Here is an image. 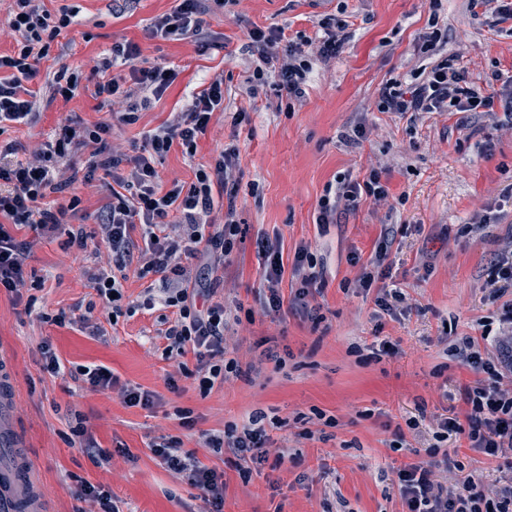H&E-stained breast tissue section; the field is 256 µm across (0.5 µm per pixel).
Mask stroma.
<instances>
[{"label": "stroma", "instance_id": "stroma-1", "mask_svg": "<svg viewBox=\"0 0 512 512\" xmlns=\"http://www.w3.org/2000/svg\"><path fill=\"white\" fill-rule=\"evenodd\" d=\"M49 11L77 8L78 23L52 42L32 84L40 108L28 123H5L0 142L13 143L19 159L47 143L67 118L88 124L112 123L109 108L90 93L71 101L51 99L49 82L59 66L89 71L113 41L136 43L143 57L170 65L176 81L143 111L137 123L114 125L112 147L131 152L145 135L186 111L194 94L215 77L224 80V110L215 114L198 140L195 159L173 146L156 168L163 186L191 183L197 164L211 162L235 145L237 217L243 235L224 266L219 295L239 320L224 335L227 358L252 365L249 378L229 377L201 394L192 379L168 378L175 361L163 359L158 331L166 309L137 312L108 325L85 271L106 253L97 225L110 195L111 178L85 182L84 156L68 158L60 179L69 183L50 196L51 205L79 206L68 223L83 225L87 250L67 244L65 232L34 242L28 260L34 306L0 292V352L12 369L11 417L42 488L45 512H96V502L78 501V481L108 491L118 512H203L198 489L151 454L159 437H176L208 467L223 472L224 512H405L396 485L404 464L429 461L436 447L453 462L437 476L446 485L471 476L492 486L499 461L468 448L466 439L440 438L438 422L463 406L460 390L475 380L455 349L467 336L497 328L512 292L491 297V257L512 248V121L503 108L468 119L446 112L409 119L379 111L378 91L390 79L422 70L428 60L416 45L430 21H437L445 54L457 56L468 78L483 85L498 73L512 77V22L472 17L468 0H240L234 15L214 8L205 17L209 47L150 34L154 19L172 12L178 0H44ZM335 17L349 39L336 59L316 64L303 98L281 96L264 85L251 89L247 77L258 55L248 28L284 29L287 37L316 38L318 21ZM248 123L236 126L233 112ZM369 132L360 142L348 136L359 121ZM378 169L387 201L362 198L339 212L334 224L317 222L318 201L329 182L366 179ZM280 236L285 256L309 247L326 270L316 293L324 319L311 326L299 315L266 312L263 259L256 241ZM386 247L388 290L404 294L391 311L375 303L377 288L359 286L362 267ZM359 264H351V255ZM95 302L93 322L106 337L91 335L79 322L78 304ZM65 314V325L51 318ZM50 340L70 369L109 367L118 384L97 392L69 373L51 376L41 368L38 347ZM394 353H379L381 342ZM284 355L283 367L267 351ZM154 392L153 406L125 402L123 385ZM190 410L192 427L179 410ZM265 414L268 448L285 451L283 463L267 461L241 478L232 451L205 448L204 434L223 433L227 424ZM83 417L97 447L112 454L96 466L80 443L67 437L73 415Z\"/></svg>", "mask_w": 512, "mask_h": 512}]
</instances>
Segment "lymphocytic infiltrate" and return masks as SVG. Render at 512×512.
Returning a JSON list of instances; mask_svg holds the SVG:
<instances>
[{"instance_id": "lymphocytic-infiltrate-1", "label": "lymphocytic infiltrate", "mask_w": 512, "mask_h": 512, "mask_svg": "<svg viewBox=\"0 0 512 512\" xmlns=\"http://www.w3.org/2000/svg\"><path fill=\"white\" fill-rule=\"evenodd\" d=\"M9 29L18 34L17 48L0 54V123L28 122L35 115L36 93L30 87L38 74V65L51 42L76 22L75 10L63 7L50 13L40 0H12ZM207 0H181L171 13L159 16L152 25L154 35L205 43L203 16ZM319 39L287 38L280 29L253 27L248 38L259 52L251 81L260 86L272 84L294 98L304 97L308 77L318 62L335 58L345 44V24L323 22ZM442 33L432 28L421 34L418 49L431 55L425 77L402 83L389 80L378 94L379 111L400 116L431 112L493 113L495 106L512 112V96H499L466 81V70L456 57L437 56L436 46ZM177 77L174 69L143 59L136 44L127 40L113 42L110 59L93 67L89 78L61 67L51 81L53 97L68 101L92 84L91 95L101 104L117 108L119 119L136 123L142 109L159 99ZM224 109V81L214 78L192 100L186 112L172 122L145 135L135 155L112 151V127L71 120L62 124L53 141L45 143L26 161H12V145L0 146V289L19 293L26 285L27 259L31 243L17 240L14 229L27 228L39 236L54 234L63 227L67 208H50L49 194L64 190L57 181L58 164L75 154L87 157L85 180L97 173L112 179L110 200L99 211L102 239L112 255V268L89 270L88 279L112 317L133 315L137 309H152L155 303L171 308L174 318L163 333L165 359L178 363L181 376L193 378L201 393H209L215 383L227 376H242L235 360L225 359L224 332L229 324L223 300L218 299L216 279L190 280L186 264L196 260L209 272L223 268L240 233L236 219V188L232 173L238 151L225 149L214 163L197 165L191 184L172 182L162 187L155 161L173 146H180L188 157H195L197 141L204 135L214 114ZM129 172H122V164ZM381 202L388 198L379 170L358 181L349 177L327 186L318 202V223L331 224L339 209L356 208L362 197ZM226 203L224 221L212 223L216 205ZM140 229V240L131 232ZM260 251L265 259L264 275L270 286L266 308L274 313L283 308L302 312L312 323H319L316 308L308 302L312 292L324 288V272L319 269L308 248H297L291 264L283 262L281 239L261 237ZM139 278L159 276L165 287L161 294L146 291L141 304L124 300L123 283L129 273ZM299 282L291 301H284L277 285L284 274ZM465 363L478 378L465 385L463 413L441 419L446 435L466 438L470 448L491 458L512 456V361L505 354L482 353L477 338L465 337L459 349ZM194 356L195 369H188L185 358ZM262 413H254L247 424L225 426L223 434L206 435L204 444L214 453L231 449L243 463L260 464L268 459ZM160 463L174 470L201 492L206 512H223L224 476L205 466L194 455L182 452L179 440L168 438L150 444ZM441 461L417 462L398 469L397 486L406 512H512V475L502 484L488 488L473 477L447 487L436 480Z\"/></svg>"}]
</instances>
